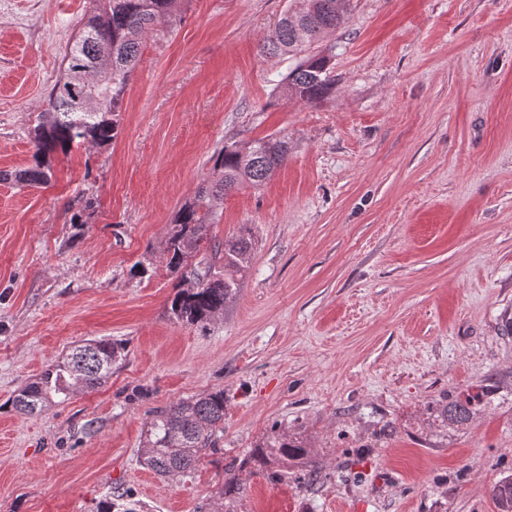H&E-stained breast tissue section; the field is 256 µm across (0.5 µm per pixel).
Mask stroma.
<instances>
[{
    "label": "stroma",
    "instance_id": "35a3bbf8",
    "mask_svg": "<svg viewBox=\"0 0 512 512\" xmlns=\"http://www.w3.org/2000/svg\"><path fill=\"white\" fill-rule=\"evenodd\" d=\"M288 0H181L143 40L120 133L53 156L40 188L0 181V512H217L224 468L276 437L302 466L237 470L235 512H496L512 474V0H353L326 42L333 91L280 96L262 54ZM90 0H0V170L31 132ZM268 135L287 162L229 193L210 228L254 251L206 324L177 321L173 221L225 145ZM144 266L146 275L134 272ZM125 357L35 416L13 396L91 338ZM507 386L451 430L449 396ZM224 393L191 473L140 462L150 422Z\"/></svg>",
    "mask_w": 512,
    "mask_h": 512
}]
</instances>
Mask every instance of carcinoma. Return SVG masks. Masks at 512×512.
<instances>
[{"label": "carcinoma", "mask_w": 512, "mask_h": 512, "mask_svg": "<svg viewBox=\"0 0 512 512\" xmlns=\"http://www.w3.org/2000/svg\"><path fill=\"white\" fill-rule=\"evenodd\" d=\"M94 9L68 41L62 70L48 96L47 120L33 129V164L16 172H0V181L22 186L46 185L52 178L53 154L68 153L72 145L103 146L119 134L118 112L130 78L141 59L144 36L170 21L178 0H92ZM282 13L274 36L262 51L298 58L278 84L289 98L314 103L334 86L330 57L320 44L344 22L351 0H295ZM288 159V141L267 136L245 144L226 145L217 154L212 176L194 198L179 210L173 231L162 251L166 266L189 287L171 300V314L186 324H204L224 312L241 287L251 261L253 243L240 235L212 243L210 227L224 196L244 186L258 187ZM125 347L110 339L91 340L12 398L22 415L44 411L67 401L74 389L92 391L112 376L123 360ZM491 387L448 399V427L468 424L479 414ZM224 431V392L179 400L156 412L142 448L146 468L162 477L192 470L201 451L215 444ZM309 449L293 439H276L242 464H263L273 458L285 464L304 460ZM498 512H512V475L492 486Z\"/></svg>", "instance_id": "1"}]
</instances>
